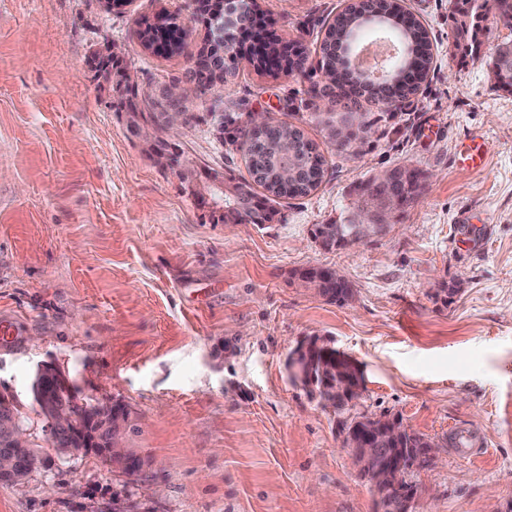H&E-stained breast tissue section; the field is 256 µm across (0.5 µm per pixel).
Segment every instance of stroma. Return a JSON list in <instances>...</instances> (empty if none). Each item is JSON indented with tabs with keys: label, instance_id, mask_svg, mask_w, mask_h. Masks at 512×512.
Masks as SVG:
<instances>
[{
	"label": "stroma",
	"instance_id": "35a3bbf8",
	"mask_svg": "<svg viewBox=\"0 0 512 512\" xmlns=\"http://www.w3.org/2000/svg\"><path fill=\"white\" fill-rule=\"evenodd\" d=\"M347 2L257 0L302 69L237 65L223 132L209 99L189 101L184 154L162 166L88 60L117 44L143 94L183 79L206 34L188 0H0V322L16 332L0 343V395L44 444L31 382L54 363L83 396L125 405V444L143 462L130 476L93 453L51 456L0 483V512H375L338 415L288 378L307 336L360 365L364 409L443 443L415 477L413 512H512V94L489 79L512 27L485 11L480 50L462 60L450 0H402L428 32V76L401 110L367 106L371 131L340 153L324 126L344 108L309 89L321 28ZM163 12L186 30L169 57L138 38ZM254 120L304 128L326 177L279 200L271 224L211 223L180 172L246 178L231 140ZM473 137L488 148L478 171L457 163ZM399 166L425 189L385 236L330 251L312 239L314 225L349 223L373 176ZM307 266L337 270L352 300L300 287Z\"/></svg>",
	"mask_w": 512,
	"mask_h": 512
}]
</instances>
